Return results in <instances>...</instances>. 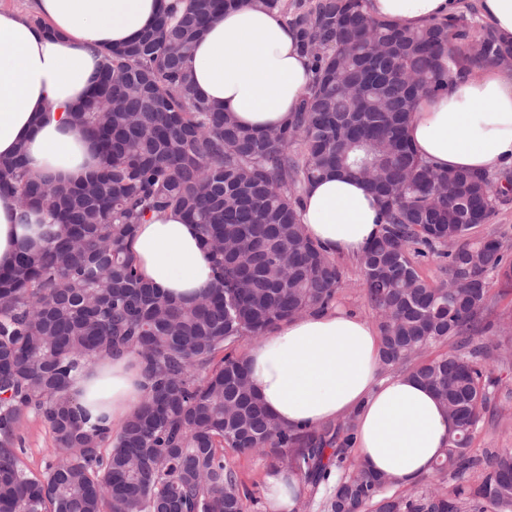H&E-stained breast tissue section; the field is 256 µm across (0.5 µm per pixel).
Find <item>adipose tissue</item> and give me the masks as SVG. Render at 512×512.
<instances>
[{
    "label": "adipose tissue",
    "mask_w": 512,
    "mask_h": 512,
    "mask_svg": "<svg viewBox=\"0 0 512 512\" xmlns=\"http://www.w3.org/2000/svg\"><path fill=\"white\" fill-rule=\"evenodd\" d=\"M161 0H32L30 11L0 6V159L24 150L32 177L75 185L97 169L98 147L64 110L86 96L100 52L125 44L152 23ZM368 12L418 28L456 10L455 0H367ZM297 32L255 0L208 24L187 66L199 94L239 126H287L310 86ZM408 139L442 170L493 174L512 169V69L450 74L446 91L411 113ZM13 197L0 196V270L11 267L21 230ZM305 235L329 255L361 257L379 233L378 203L362 181L328 176L308 185ZM131 249L143 278L192 302L212 286L198 225L169 210L137 225ZM250 385L282 426L312 427L357 414L356 452L370 471L409 484L429 474L452 424L434 393L398 373L382 374L370 321L329 309L280 322L246 354ZM70 392L91 423L120 433L145 394L134 355L97 361L74 376Z\"/></svg>",
    "instance_id": "obj_1"
}]
</instances>
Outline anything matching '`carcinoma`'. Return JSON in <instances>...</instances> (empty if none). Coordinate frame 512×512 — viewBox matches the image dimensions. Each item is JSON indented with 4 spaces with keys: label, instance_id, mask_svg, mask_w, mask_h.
<instances>
[{
    "label": "carcinoma",
    "instance_id": "obj_1",
    "mask_svg": "<svg viewBox=\"0 0 512 512\" xmlns=\"http://www.w3.org/2000/svg\"><path fill=\"white\" fill-rule=\"evenodd\" d=\"M237 0H169L136 41L100 54L95 84L70 122L87 127L101 163L68 188L34 179L25 152L0 161V194L44 214L37 250L23 244L0 271V512H247L255 501L222 448L258 449L314 488L325 512H512V451L472 443L499 380L491 348L475 341L496 275L512 259L489 235L509 189L491 174L440 171L407 136L420 100L465 75L512 58V45L474 15L418 29L373 17L366 0H255L298 30L309 94L285 128L250 132L195 95L186 61L205 24ZM370 170L381 229L360 258L376 313L382 370L428 385L452 413L435 476L451 489L381 493L362 463L347 471L355 418L283 427L251 392L243 342L279 321L333 305L342 272L302 232L305 187L326 174ZM168 209L200 226L213 286L179 303L147 283L130 242L136 225ZM435 256L445 279L418 272ZM455 339L432 360L420 354ZM132 352L147 364L141 405L115 437L87 425L68 390L72 376ZM221 364H215L216 358ZM54 436V461L29 476L15 447L24 413Z\"/></svg>",
    "mask_w": 512,
    "mask_h": 512
}]
</instances>
